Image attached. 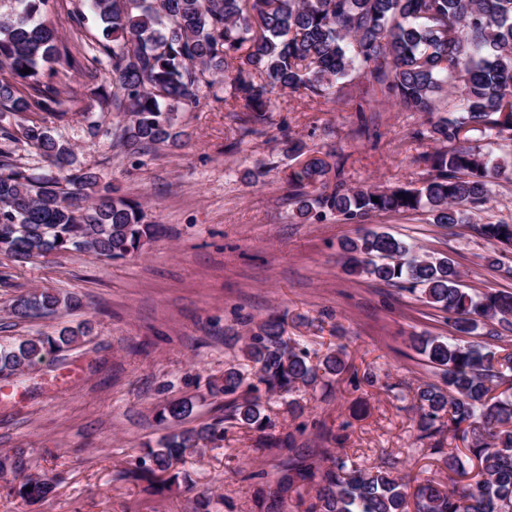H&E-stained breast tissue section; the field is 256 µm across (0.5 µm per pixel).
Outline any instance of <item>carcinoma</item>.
Listing matches in <instances>:
<instances>
[{
  "label": "carcinoma",
  "mask_w": 512,
  "mask_h": 512,
  "mask_svg": "<svg viewBox=\"0 0 512 512\" xmlns=\"http://www.w3.org/2000/svg\"><path fill=\"white\" fill-rule=\"evenodd\" d=\"M15 14L0 19V139L13 140L1 124L7 114L46 112L60 118V89L38 82L41 67L64 60L91 80L99 73L74 56L48 26L35 21L48 0H15ZM94 20L112 43L100 51L112 61V111L128 120L115 137L128 155L159 144H176L184 135L179 114L199 105L203 87L221 79L224 107L247 112L243 122L262 124L271 96L298 93L326 102L358 74L374 92L392 96L404 112L430 114L436 99L456 93L459 105L448 116L428 121L419 132L441 147L425 156L432 174L420 186L352 189L328 184L329 164L309 157L290 175L297 188V217L313 212L360 221L373 213L427 212L448 227L469 223L473 209L489 198V185L512 165L493 162L494 147L512 146V0H87ZM29 68L31 72L21 73ZM23 137L49 163L40 174L0 163V253L18 261L65 252H92L106 259L137 253L157 225L145 223L141 208L112 182L78 163L74 145L33 123ZM311 187L316 193L306 191ZM378 201H372V198ZM491 245L486 257L500 267L512 250V224H480ZM345 272L388 285H400L448 315L459 336H471L479 323L495 321L492 336L512 332V292L470 293L454 262L425 256L417 246L387 232L364 230L341 243ZM74 294L46 289L16 298L17 318L74 311ZM81 330L64 328L56 336L0 345V376L9 377L59 354L77 342ZM419 353L440 370L442 384L417 390L412 409L416 439L448 432L464 448L431 451L448 470L466 473L477 466L480 479L444 486L428 478L401 476L387 460L363 468L346 454L319 462L298 459L273 494L268 512H286L282 493H294L303 512H512V351L448 342L436 336L413 338ZM252 363L246 373L235 365L209 383L224 396L227 413L199 428L170 432L136 460L126 476L160 482L173 462L197 450L200 440L224 439V423L258 431L273 427L264 413L260 388L288 399L326 376L348 369L344 348L315 352L284 336L283 321L270 316L255 323L242 347ZM187 402L169 404L158 418L188 415ZM33 460L21 449L0 455V474L19 479L17 495L26 503L46 500L51 478L30 474ZM31 490H26V487Z\"/></svg>",
  "instance_id": "cac0c4a2"
}]
</instances>
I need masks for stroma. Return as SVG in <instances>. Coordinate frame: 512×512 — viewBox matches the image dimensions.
<instances>
[{
    "mask_svg": "<svg viewBox=\"0 0 512 512\" xmlns=\"http://www.w3.org/2000/svg\"><path fill=\"white\" fill-rule=\"evenodd\" d=\"M85 8V0H50L39 17L105 73L111 63L98 51L100 26L74 22ZM40 78L58 85L64 118L26 112L11 125L35 122L75 144L80 161L119 185L160 231L121 259L62 253L20 262L0 254V341L90 328L70 351L0 377V452L25 449L37 473L56 482L47 501L28 505L15 494L13 475L0 476V512H200L204 498L212 512H264L262 500L275 491L289 453L258 448L253 429L228 426L223 441L201 443L176 461L179 481L163 494L124 473L178 425L156 417L169 402L192 401L180 424L186 428L223 417L224 399L211 396L208 383L231 365L250 370L238 339L249 319L271 314L283 316L286 336L317 354L345 345L355 367L300 392V417L271 397L265 412L277 436L294 435L296 450L314 459L339 448L368 464L391 456L399 474L447 482L439 456L416 439L409 396L439 377L410 339L456 332L415 293L346 275L339 243L364 227L390 232L452 259L470 292H512V259L489 269L490 245L475 230L512 223V174L491 184L487 204L468 224L443 226L423 212L303 221L295 216L289 174L297 163L285 153L288 139L334 153L347 187L417 186L429 173L425 156L437 148L419 135L427 115L374 98L356 76L329 103L275 94L267 123L245 135L207 92L180 115L188 134L182 146L132 158L107 135L121 116L104 111L97 83L62 62ZM87 112L96 113L105 135L88 137ZM36 288L78 293L83 306L15 318L13 299Z\"/></svg>",
    "mask_w": 512,
    "mask_h": 512,
    "instance_id": "obj_1",
    "label": "stroma"
}]
</instances>
